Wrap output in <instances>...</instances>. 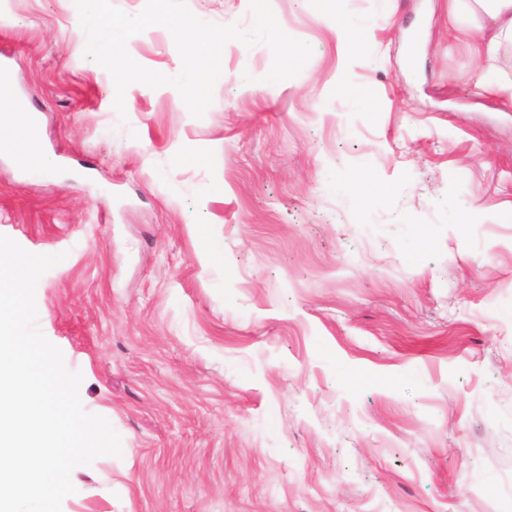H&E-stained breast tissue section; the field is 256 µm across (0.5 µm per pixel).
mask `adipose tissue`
Masks as SVG:
<instances>
[{"label": "adipose tissue", "mask_w": 512, "mask_h": 512, "mask_svg": "<svg viewBox=\"0 0 512 512\" xmlns=\"http://www.w3.org/2000/svg\"><path fill=\"white\" fill-rule=\"evenodd\" d=\"M448 19L457 39L483 60L481 85L512 100V79L496 65L512 52V0H448Z\"/></svg>", "instance_id": "ef3b65f1"}]
</instances>
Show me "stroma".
Segmentation results:
<instances>
[{"mask_svg": "<svg viewBox=\"0 0 512 512\" xmlns=\"http://www.w3.org/2000/svg\"><path fill=\"white\" fill-rule=\"evenodd\" d=\"M270 2L311 58L272 84L267 45L228 42L198 119L141 83L118 115L74 0H0L58 159L0 153V235L63 254L37 326L122 443L62 512H512V107L448 0ZM187 5L252 25L249 0ZM127 50L182 64L161 26ZM364 24L359 21L337 17L336 30L340 33L346 43V49L349 52H356L360 45L359 35L364 31Z\"/></svg>", "mask_w": 512, "mask_h": 512, "instance_id": "35a3bbf8", "label": "stroma"}]
</instances>
